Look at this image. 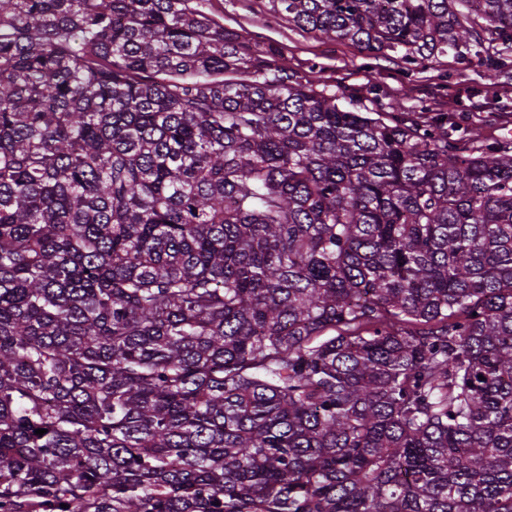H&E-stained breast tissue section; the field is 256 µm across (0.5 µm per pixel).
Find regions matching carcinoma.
<instances>
[{
	"mask_svg": "<svg viewBox=\"0 0 512 512\" xmlns=\"http://www.w3.org/2000/svg\"><path fill=\"white\" fill-rule=\"evenodd\" d=\"M272 2L512 71V0ZM0 512H512V143L197 0H0Z\"/></svg>",
	"mask_w": 512,
	"mask_h": 512,
	"instance_id": "carcinoma-1",
	"label": "carcinoma"
}]
</instances>
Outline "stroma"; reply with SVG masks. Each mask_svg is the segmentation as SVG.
<instances>
[{
	"label": "stroma",
	"instance_id": "35a3bbf8",
	"mask_svg": "<svg viewBox=\"0 0 512 512\" xmlns=\"http://www.w3.org/2000/svg\"><path fill=\"white\" fill-rule=\"evenodd\" d=\"M202 9L253 51L281 52L302 83L356 97L376 112L428 118L465 113L469 136L512 141V73L448 55L403 73L392 59L296 28L271 0H203Z\"/></svg>",
	"mask_w": 512,
	"mask_h": 512
}]
</instances>
